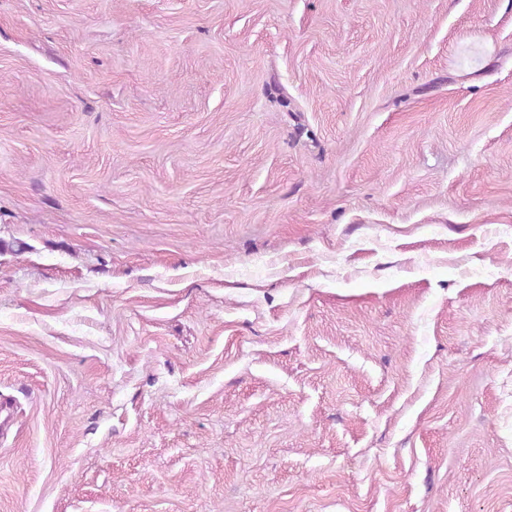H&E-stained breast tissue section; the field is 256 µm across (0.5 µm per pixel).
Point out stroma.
Returning <instances> with one entry per match:
<instances>
[{
	"label": "stroma",
	"mask_w": 512,
	"mask_h": 512,
	"mask_svg": "<svg viewBox=\"0 0 512 512\" xmlns=\"http://www.w3.org/2000/svg\"><path fill=\"white\" fill-rule=\"evenodd\" d=\"M0 512H512V0H0Z\"/></svg>",
	"instance_id": "35a3bbf8"
}]
</instances>
